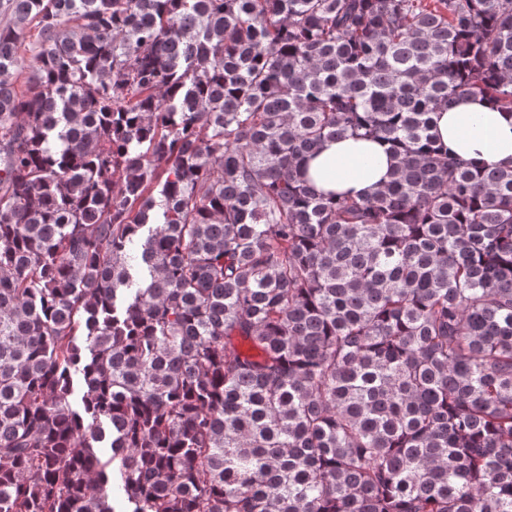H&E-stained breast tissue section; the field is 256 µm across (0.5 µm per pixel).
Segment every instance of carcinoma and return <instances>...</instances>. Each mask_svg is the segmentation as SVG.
<instances>
[{"mask_svg": "<svg viewBox=\"0 0 512 512\" xmlns=\"http://www.w3.org/2000/svg\"><path fill=\"white\" fill-rule=\"evenodd\" d=\"M471 94L512 113V0H0V512H512ZM350 137L390 180L326 196ZM393 163L383 144L349 138L326 142L308 168L323 191L360 197L388 181Z\"/></svg>", "mask_w": 512, "mask_h": 512, "instance_id": "carcinoma-1", "label": "carcinoma"}]
</instances>
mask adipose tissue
I'll use <instances>...</instances> for the list:
<instances>
[{"label":"adipose tissue","instance_id":"adipose-tissue-1","mask_svg":"<svg viewBox=\"0 0 512 512\" xmlns=\"http://www.w3.org/2000/svg\"><path fill=\"white\" fill-rule=\"evenodd\" d=\"M435 120L441 144L456 156L490 166L512 165V114L483 97H462ZM393 163L383 144L349 138L326 142L308 168L323 191L360 197L388 181Z\"/></svg>","mask_w":512,"mask_h":512}]
</instances>
